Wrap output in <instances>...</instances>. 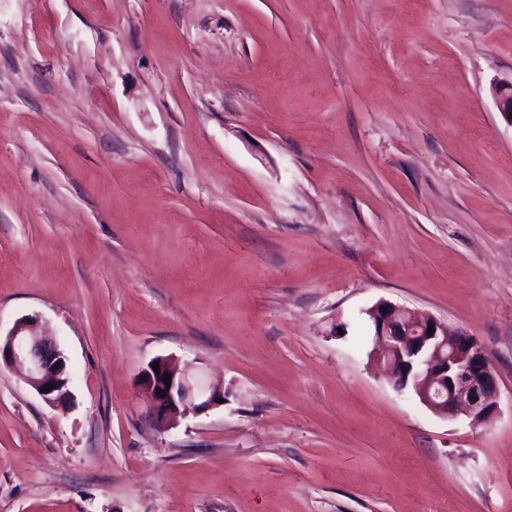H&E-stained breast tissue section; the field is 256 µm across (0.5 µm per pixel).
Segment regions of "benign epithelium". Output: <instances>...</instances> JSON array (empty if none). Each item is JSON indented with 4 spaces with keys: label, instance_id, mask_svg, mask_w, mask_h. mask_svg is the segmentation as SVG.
<instances>
[{
    "label": "benign epithelium",
    "instance_id": "7a95c632",
    "mask_svg": "<svg viewBox=\"0 0 512 512\" xmlns=\"http://www.w3.org/2000/svg\"><path fill=\"white\" fill-rule=\"evenodd\" d=\"M497 107L512 122V80L496 90ZM375 326L374 341L382 347L380 360L391 374L393 387L413 392L438 416L463 414L471 424L487 422L498 410V381L485 347L462 331L453 334L433 317L380 302L368 310ZM434 332H429V329ZM159 370L141 374L148 395L146 414L159 428L174 424L187 407L203 411L221 394L204 385L195 368L172 358H156ZM25 373L26 383L52 407L70 398L67 359L57 343L33 316L18 319L6 337H0V366ZM171 375L170 384L163 378ZM52 386L50 391L45 387Z\"/></svg>",
    "mask_w": 512,
    "mask_h": 512
}]
</instances>
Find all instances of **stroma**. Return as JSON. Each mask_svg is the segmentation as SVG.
Instances as JSON below:
<instances>
[{
  "instance_id": "obj_1",
  "label": "stroma",
  "mask_w": 512,
  "mask_h": 512,
  "mask_svg": "<svg viewBox=\"0 0 512 512\" xmlns=\"http://www.w3.org/2000/svg\"><path fill=\"white\" fill-rule=\"evenodd\" d=\"M512 0H0V512H512ZM478 339L472 426L371 360ZM224 401L160 430L140 374ZM374 341L398 392L412 391L438 416L464 414L472 425L487 422L498 410V381L485 347L433 317L380 302L368 311ZM429 325L434 332L429 333ZM25 373L26 383L52 407L70 398L67 359L57 343L38 326L36 317L18 319L5 338L0 334V366ZM52 389L45 392V387Z\"/></svg>"
}]
</instances>
